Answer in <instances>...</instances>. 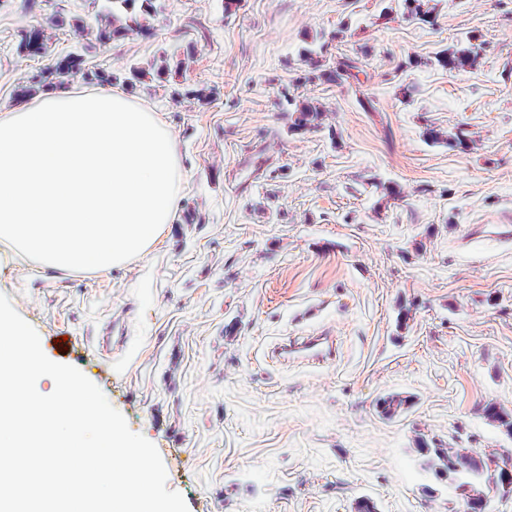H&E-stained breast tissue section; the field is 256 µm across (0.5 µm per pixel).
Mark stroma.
<instances>
[{
  "label": "stroma",
  "mask_w": 512,
  "mask_h": 512,
  "mask_svg": "<svg viewBox=\"0 0 512 512\" xmlns=\"http://www.w3.org/2000/svg\"><path fill=\"white\" fill-rule=\"evenodd\" d=\"M153 7L104 39L96 0H0V111L75 54L93 77L65 88L139 98L183 168L148 254L72 274L0 250V294L157 447L188 512H463L419 448H512L483 414H512V245L466 235L512 222V0H425L427 21L402 0ZM39 26L35 58L21 42ZM466 39L476 67L437 63ZM309 48L357 59V79H310ZM307 103L318 127L291 131ZM317 333L335 360H272Z\"/></svg>",
  "instance_id": "obj_1"
}]
</instances>
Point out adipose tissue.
Wrapping results in <instances>:
<instances>
[{
  "instance_id": "obj_1",
  "label": "adipose tissue",
  "mask_w": 512,
  "mask_h": 512,
  "mask_svg": "<svg viewBox=\"0 0 512 512\" xmlns=\"http://www.w3.org/2000/svg\"><path fill=\"white\" fill-rule=\"evenodd\" d=\"M181 187L171 131L130 95L50 91L0 113V246L40 268L106 272L146 254Z\"/></svg>"
}]
</instances>
